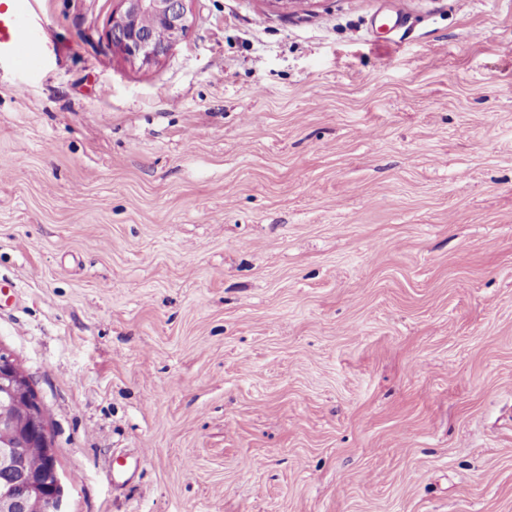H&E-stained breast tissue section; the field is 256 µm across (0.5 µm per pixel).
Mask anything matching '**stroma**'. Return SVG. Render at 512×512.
<instances>
[{
	"label": "stroma",
	"instance_id": "stroma-1",
	"mask_svg": "<svg viewBox=\"0 0 512 512\" xmlns=\"http://www.w3.org/2000/svg\"><path fill=\"white\" fill-rule=\"evenodd\" d=\"M117 7L0 68L62 512H512V0H192L150 65Z\"/></svg>",
	"mask_w": 512,
	"mask_h": 512
}]
</instances>
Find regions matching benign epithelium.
Wrapping results in <instances>:
<instances>
[{
  "label": "benign epithelium",
  "instance_id": "1",
  "mask_svg": "<svg viewBox=\"0 0 512 512\" xmlns=\"http://www.w3.org/2000/svg\"><path fill=\"white\" fill-rule=\"evenodd\" d=\"M190 0H119L108 22V38L131 62L156 63L168 56L190 27ZM148 13L169 34L159 43L152 33L141 29L137 18ZM28 408L18 413L19 402ZM51 432L42 404L29 375L12 354L0 345V472L13 479L9 496L0 498V512H60L62 485L56 466L30 476L21 469V461L35 449L53 456Z\"/></svg>",
  "mask_w": 512,
  "mask_h": 512
}]
</instances>
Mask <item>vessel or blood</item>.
Masks as SVG:
<instances>
[{
  "label": "vessel or blood",
  "mask_w": 512,
  "mask_h": 512,
  "mask_svg": "<svg viewBox=\"0 0 512 512\" xmlns=\"http://www.w3.org/2000/svg\"><path fill=\"white\" fill-rule=\"evenodd\" d=\"M37 0H0V63L35 73L44 66Z\"/></svg>",
  "instance_id": "1"
}]
</instances>
